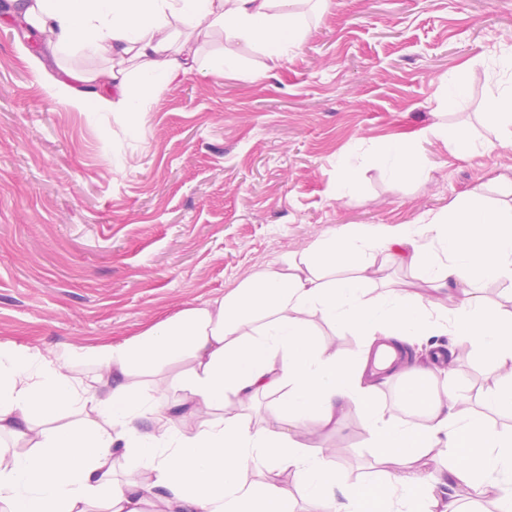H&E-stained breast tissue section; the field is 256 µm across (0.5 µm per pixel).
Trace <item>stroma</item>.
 Wrapping results in <instances>:
<instances>
[{
	"mask_svg": "<svg viewBox=\"0 0 512 512\" xmlns=\"http://www.w3.org/2000/svg\"><path fill=\"white\" fill-rule=\"evenodd\" d=\"M296 11L311 31L271 59L223 35L200 38L198 69L168 84L143 121L81 112L45 85L60 70L87 74L103 59L26 60L32 34L0 17V343L34 352H84L136 336L178 311L224 296L251 274L284 267L332 231L409 224L476 185L512 204V148L463 152L421 142L424 180L393 181L364 152L439 123L449 136L491 141L483 118L512 50V0H327ZM237 57L221 70L226 50ZM469 93L439 111L448 79ZM360 188L337 199L339 157ZM376 288L412 293L419 271L368 256ZM455 348L473 408L499 369L468 344ZM349 482L378 474L367 425L347 411L319 436Z\"/></svg>",
	"mask_w": 512,
	"mask_h": 512,
	"instance_id": "stroma-1",
	"label": "stroma"
}]
</instances>
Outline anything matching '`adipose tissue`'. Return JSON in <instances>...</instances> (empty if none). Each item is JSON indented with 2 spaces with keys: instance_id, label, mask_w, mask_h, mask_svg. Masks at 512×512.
I'll return each instance as SVG.
<instances>
[{
  "instance_id": "adipose-tissue-1",
  "label": "adipose tissue",
  "mask_w": 512,
  "mask_h": 512,
  "mask_svg": "<svg viewBox=\"0 0 512 512\" xmlns=\"http://www.w3.org/2000/svg\"><path fill=\"white\" fill-rule=\"evenodd\" d=\"M12 19L53 57L106 59L91 76L70 70L49 95L82 112L140 119L157 90L192 72L193 39L223 32L231 44L288 58L310 27L295 0H11ZM498 145L512 147V83L486 104ZM417 140L395 136L369 154L391 179L417 180ZM383 252L421 272L423 294L370 296L366 259ZM342 267L344 277L324 279ZM512 281V205L474 187L448 209L372 232L347 229L289 257L223 297L182 309L140 334L87 353H28L0 344V512H288L296 474L316 512H464L492 495L512 512V432L499 430L459 393L444 352L454 336L503 374L483 401L512 413V310L482 283ZM364 336L356 361L311 330L313 321ZM89 365L81 377L75 369ZM179 365L174 381L160 374ZM449 386L438 390L437 379ZM398 382L397 419L376 400ZM274 399L259 428L235 406ZM361 412L370 446L389 469L348 483L323 453L307 450L313 427ZM263 470L264 482L248 478ZM461 493L448 499L439 486Z\"/></svg>"
}]
</instances>
